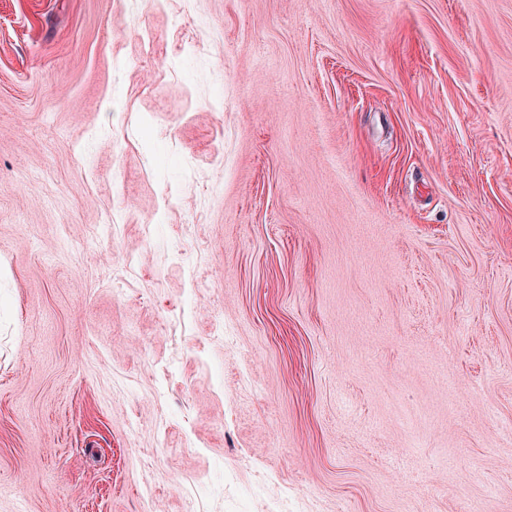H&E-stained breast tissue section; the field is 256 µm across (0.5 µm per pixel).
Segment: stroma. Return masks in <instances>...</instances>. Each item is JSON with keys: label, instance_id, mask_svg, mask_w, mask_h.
I'll return each instance as SVG.
<instances>
[{"label": "stroma", "instance_id": "35a3bbf8", "mask_svg": "<svg viewBox=\"0 0 512 512\" xmlns=\"http://www.w3.org/2000/svg\"><path fill=\"white\" fill-rule=\"evenodd\" d=\"M283 497L512 512V0H0V512Z\"/></svg>", "mask_w": 512, "mask_h": 512}]
</instances>
